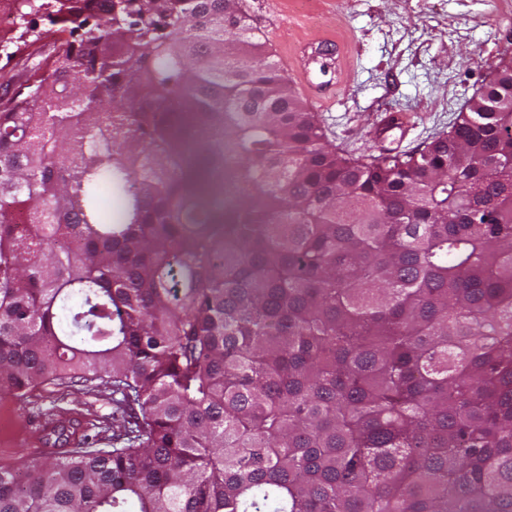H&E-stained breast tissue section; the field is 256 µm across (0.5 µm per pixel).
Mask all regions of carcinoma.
I'll return each instance as SVG.
<instances>
[{
    "instance_id": "cac0c4a2",
    "label": "carcinoma",
    "mask_w": 512,
    "mask_h": 512,
    "mask_svg": "<svg viewBox=\"0 0 512 512\" xmlns=\"http://www.w3.org/2000/svg\"><path fill=\"white\" fill-rule=\"evenodd\" d=\"M0 8V396L123 419L0 512H512V63L360 165L232 0ZM33 50L34 47L21 49L11 57H7L3 51L0 52V96L7 85L12 90L25 80L26 69L31 64L28 55Z\"/></svg>"
}]
</instances>
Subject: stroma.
I'll return each instance as SVG.
<instances>
[{"label":"stroma","mask_w":512,"mask_h":512,"mask_svg":"<svg viewBox=\"0 0 512 512\" xmlns=\"http://www.w3.org/2000/svg\"><path fill=\"white\" fill-rule=\"evenodd\" d=\"M266 42L269 62L301 99L309 79L334 85L332 102L316 108L324 142L351 160L418 153L446 137L469 101L512 59V0H243ZM334 41L325 68L302 57L310 36ZM384 112H404L409 131L376 138ZM112 392L49 385L26 398L0 397V463L35 459L26 437L52 415L82 420L101 448L112 445Z\"/></svg>","instance_id":"stroma-1"}]
</instances>
